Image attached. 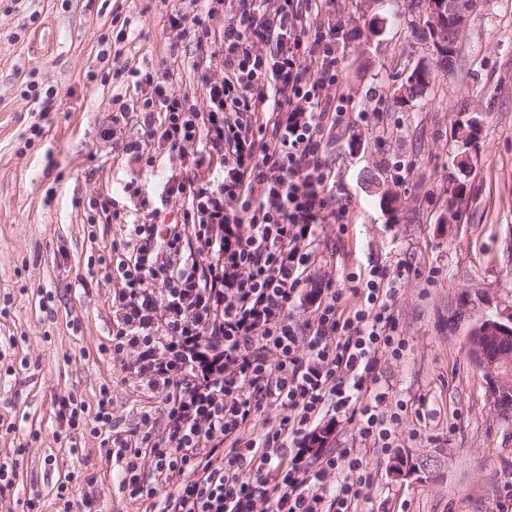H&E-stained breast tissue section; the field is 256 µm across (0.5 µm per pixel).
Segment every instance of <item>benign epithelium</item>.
Listing matches in <instances>:
<instances>
[{"label":"benign epithelium","mask_w":512,"mask_h":512,"mask_svg":"<svg viewBox=\"0 0 512 512\" xmlns=\"http://www.w3.org/2000/svg\"><path fill=\"white\" fill-rule=\"evenodd\" d=\"M423 29L435 55L449 53L450 42L463 33L477 6V0H428ZM512 339V306L493 316H484L469 333V354L487 384V400L497 417H503L501 404L512 398V351L498 348V343Z\"/></svg>","instance_id":"7a95c632"}]
</instances>
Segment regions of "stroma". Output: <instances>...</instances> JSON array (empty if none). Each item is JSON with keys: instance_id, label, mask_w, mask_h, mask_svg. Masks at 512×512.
<instances>
[{"instance_id": "1", "label": "stroma", "mask_w": 512, "mask_h": 512, "mask_svg": "<svg viewBox=\"0 0 512 512\" xmlns=\"http://www.w3.org/2000/svg\"><path fill=\"white\" fill-rule=\"evenodd\" d=\"M169 0H0V462L16 468L0 512H60L57 487L95 496L99 512H150L121 485V466L91 431L101 389L110 392L113 440L132 439L142 412L163 420L162 396L136 379L131 351L112 353L122 326L113 298L130 224L158 209L173 221L183 201L182 152L148 137L142 115L113 122L137 97L132 69L169 73L175 94L201 97L202 72L224 75L221 47H198L171 28ZM343 39L337 53L346 119L326 160L336 173L331 206L344 224L320 228L319 256L292 316L308 318L327 282L372 265L409 267L395 315L409 346L380 365L389 405L407 412L391 452L362 446L355 423L322 418L331 448H363L375 484L368 512H496L512 501V429L499 425L468 333L512 305V0H480L453 73L417 100L396 90L418 65H435L409 0H324ZM124 21L123 40L111 38ZM56 93L52 111L34 96ZM472 125L469 145L454 136ZM138 153H131V145ZM471 157L459 221H440L461 152ZM411 169L397 180L395 163ZM397 198L385 212L368 177ZM139 188L130 195L128 185ZM118 214L98 223L100 202ZM85 420L69 429L62 400ZM409 476L393 477V458Z\"/></svg>"}]
</instances>
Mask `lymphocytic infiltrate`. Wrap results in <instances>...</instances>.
I'll use <instances>...</instances> for the list:
<instances>
[{"label":"lymphocytic infiltrate","mask_w":512,"mask_h":512,"mask_svg":"<svg viewBox=\"0 0 512 512\" xmlns=\"http://www.w3.org/2000/svg\"><path fill=\"white\" fill-rule=\"evenodd\" d=\"M188 2L196 13L174 8L169 23L191 26L201 46L221 40L223 77L202 76L197 102L172 93L168 74L131 72L150 135L192 157L170 187L185 201L180 220L149 211L121 262L114 348L137 351L133 371L163 393L167 418L157 434L141 414L135 440L119 446L122 484L132 499H158L157 512H362L374 475L361 449L307 463L300 441L335 413L362 442L393 446L405 406L388 409L379 365L408 347L396 280L377 266L348 274L304 324L291 316L321 225L344 219L325 159L346 111L336 26L313 18V0ZM268 411L277 430L249 437Z\"/></svg>","instance_id":"f902f5d3"}]
</instances>
